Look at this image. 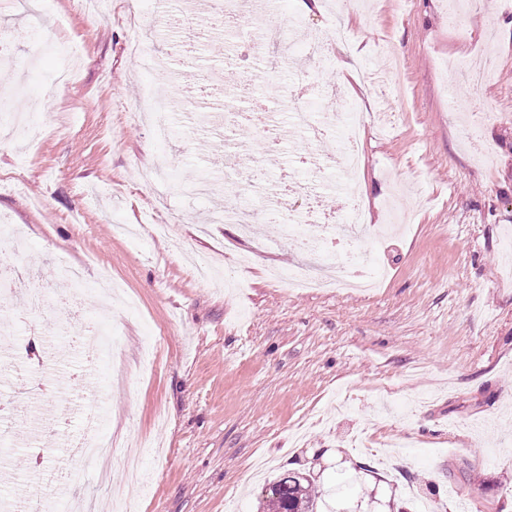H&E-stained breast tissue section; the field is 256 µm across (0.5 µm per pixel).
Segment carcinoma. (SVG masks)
<instances>
[{
  "label": "carcinoma",
  "instance_id": "cac0c4a2",
  "mask_svg": "<svg viewBox=\"0 0 512 512\" xmlns=\"http://www.w3.org/2000/svg\"><path fill=\"white\" fill-rule=\"evenodd\" d=\"M368 471L365 463L355 465L352 473L338 471L324 490L303 472L286 469L266 487L262 512H337L347 499L364 495L362 474Z\"/></svg>",
  "mask_w": 512,
  "mask_h": 512
}]
</instances>
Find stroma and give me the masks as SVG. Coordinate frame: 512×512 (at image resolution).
I'll list each match as a JSON object with an SVG mask.
<instances>
[{"mask_svg":"<svg viewBox=\"0 0 512 512\" xmlns=\"http://www.w3.org/2000/svg\"><path fill=\"white\" fill-rule=\"evenodd\" d=\"M334 0L302 12L281 0L273 15L289 46L272 67L239 51L232 68L213 45L233 34L211 22L214 0H112L111 17L77 0H0V25L53 28L58 47L33 54L18 44L0 68V88L15 89L46 128L36 144L0 143V218L21 233L10 259L33 266L67 290L68 267L91 262L82 285L89 313L106 315L117 349H103L93 388L73 386L82 356L71 350L64 317L47 305L37 334L0 335L11 367L0 378L5 422L16 444L0 469V495L52 492L60 512L77 502L108 506L139 487L127 512H257L264 479L304 469L329 485L337 469L369 464L364 512H388L383 499L413 498L419 512H512V0H469L457 21L448 0H360L343 16L354 55L336 49L318 62L290 27L305 17L327 29ZM136 16L146 50L131 55L126 19ZM86 35L73 63L76 84L50 89L67 62L63 43ZM402 53L391 91L365 88L360 75L383 64L381 44ZM487 57L491 76L476 90L448 59ZM228 70L223 112L250 111L238 81L251 77L285 140L266 150L251 124L212 122L201 87ZM343 87L364 111L387 110L384 125L357 138L364 166L356 184L369 221H389L400 196L412 218L401 230L358 243L366 268L382 272L380 294L282 295L270 276L296 249L284 219L255 209L251 231L210 224L217 199L246 198L248 180L224 181L228 154L248 146L274 186L283 170L321 186L338 206L347 180L335 141L313 140L291 123L299 82ZM168 95L170 139L158 144L146 123L123 112L148 90ZM478 129L489 151L480 162ZM327 168L292 167L295 154ZM164 182L171 237L149 226L155 197L143 171ZM160 339L151 371H140L145 337ZM107 415L89 428L87 400ZM136 445L158 437L137 472L115 465L99 486L92 461L72 445L88 432Z\"/></svg>","mask_w":512,"mask_h":512,"instance_id":"obj_1","label":"stroma"}]
</instances>
